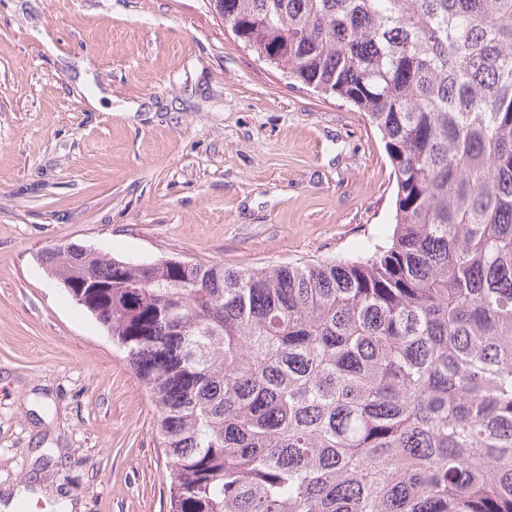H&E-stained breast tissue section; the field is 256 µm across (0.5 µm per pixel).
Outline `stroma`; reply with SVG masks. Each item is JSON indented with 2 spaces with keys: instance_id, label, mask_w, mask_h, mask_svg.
<instances>
[{
  "instance_id": "stroma-1",
  "label": "stroma",
  "mask_w": 512,
  "mask_h": 512,
  "mask_svg": "<svg viewBox=\"0 0 512 512\" xmlns=\"http://www.w3.org/2000/svg\"><path fill=\"white\" fill-rule=\"evenodd\" d=\"M384 146L244 51L209 0H0V490L168 512L157 411L41 254L264 268L386 244Z\"/></svg>"
}]
</instances>
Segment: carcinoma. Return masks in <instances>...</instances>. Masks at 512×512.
<instances>
[{
    "label": "carcinoma",
    "mask_w": 512,
    "mask_h": 512,
    "mask_svg": "<svg viewBox=\"0 0 512 512\" xmlns=\"http://www.w3.org/2000/svg\"><path fill=\"white\" fill-rule=\"evenodd\" d=\"M381 135L391 244L270 270L40 257L158 413L169 512H512V0H210Z\"/></svg>",
    "instance_id": "carcinoma-1"
}]
</instances>
